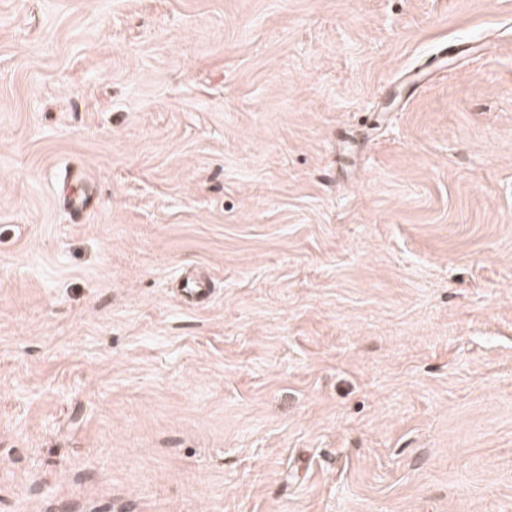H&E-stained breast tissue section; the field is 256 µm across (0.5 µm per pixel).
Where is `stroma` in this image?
I'll use <instances>...</instances> for the list:
<instances>
[{
	"mask_svg": "<svg viewBox=\"0 0 512 512\" xmlns=\"http://www.w3.org/2000/svg\"><path fill=\"white\" fill-rule=\"evenodd\" d=\"M0 512H512V0H0ZM64 181L72 185V193L68 199L69 207L75 213L83 211L90 203L91 194L83 186L81 176L77 172L67 171Z\"/></svg>",
	"mask_w": 512,
	"mask_h": 512,
	"instance_id": "35a3bbf8",
	"label": "stroma"
}]
</instances>
